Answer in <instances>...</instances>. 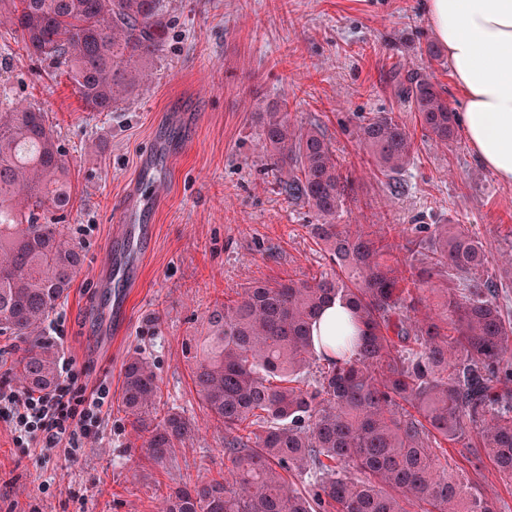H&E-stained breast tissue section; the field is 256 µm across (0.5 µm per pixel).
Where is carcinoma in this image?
<instances>
[{"instance_id": "carcinoma-1", "label": "carcinoma", "mask_w": 512, "mask_h": 512, "mask_svg": "<svg viewBox=\"0 0 512 512\" xmlns=\"http://www.w3.org/2000/svg\"><path fill=\"white\" fill-rule=\"evenodd\" d=\"M19 2L8 22L24 48L65 66L91 112L112 111L162 51L166 0ZM399 88L432 138L454 139L455 115L429 75L410 74ZM260 119L263 148L287 170L280 191L311 213L310 233L333 268L256 281L208 313L192 381L224 427L231 468L168 488L165 512H496L434 448L472 431L512 479V325L496 302L498 280L481 275L487 245L460 224H437L411 241L403 274L390 231L336 223L351 180L321 129L291 123L278 106ZM355 137L384 172L413 159L410 135L387 113L363 119ZM71 193L46 113L1 111L0 335L23 342L10 374L37 393L58 378L45 323L81 265L60 224ZM448 276L458 288L430 289L438 301L420 313L422 287ZM334 299L349 316L317 350L312 322ZM160 393L153 363L131 356L121 405L148 457L164 465L194 428L174 407L157 415Z\"/></svg>"}]
</instances>
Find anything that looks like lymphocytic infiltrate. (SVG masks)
<instances>
[{
    "label": "lymphocytic infiltrate",
    "mask_w": 512,
    "mask_h": 512,
    "mask_svg": "<svg viewBox=\"0 0 512 512\" xmlns=\"http://www.w3.org/2000/svg\"><path fill=\"white\" fill-rule=\"evenodd\" d=\"M112 403L106 380L89 381L85 368L65 360L52 391L18 392L0 387V419L11 426L13 441L25 446L36 441L76 458L87 441L103 433L104 416Z\"/></svg>",
    "instance_id": "1"
}]
</instances>
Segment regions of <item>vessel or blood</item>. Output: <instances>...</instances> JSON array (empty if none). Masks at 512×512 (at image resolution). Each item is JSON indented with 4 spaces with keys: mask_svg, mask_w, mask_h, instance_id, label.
Masks as SVG:
<instances>
[{
    "mask_svg": "<svg viewBox=\"0 0 512 512\" xmlns=\"http://www.w3.org/2000/svg\"><path fill=\"white\" fill-rule=\"evenodd\" d=\"M159 197V183L154 177L153 168L149 162H142L116 218L120 235L128 245L111 253L108 274L101 282L102 287L110 291L103 314L102 335H110L113 326L121 324L126 318L128 291L139 282L147 253L146 245L153 235L152 226L142 223L141 216ZM115 282L120 283V290H112L111 285Z\"/></svg>",
    "mask_w": 512,
    "mask_h": 512,
    "instance_id": "1",
    "label": "vessel or blood"
}]
</instances>
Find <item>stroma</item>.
<instances>
[{"instance_id":"obj_1","label":"stroma","mask_w":512,"mask_h":512,"mask_svg":"<svg viewBox=\"0 0 512 512\" xmlns=\"http://www.w3.org/2000/svg\"><path fill=\"white\" fill-rule=\"evenodd\" d=\"M422 0H169L162 55L108 112H90L61 67L30 56L0 24V92L13 105L47 115L66 153L73 186L68 234L84 263L53 314L64 322L62 358L120 397L125 361L155 366L161 408L184 410L192 439L162 466L148 458L120 408L77 459L43 463L37 448L14 447L0 422V512H161L168 487L227 472L224 431L191 380L203 318L257 280L312 276L329 260L309 233L307 209L288 203L275 159L263 149L259 112L286 104L296 125L319 126L353 181L340 224L392 226L398 257L419 224H461L489 248L497 302L512 321V186L502 185L464 135L448 144L426 136L398 92L409 71L432 75L448 106L461 112L447 56L431 59L436 39ZM390 114L410 133L412 163L383 174L350 135L360 119ZM153 152L165 190L146 216L155 227L129 321L102 352L95 332L103 294L96 273L114 238V216L140 159ZM448 466L466 473L512 512V480L477 448L475 436L447 443Z\"/></svg>"}]
</instances>
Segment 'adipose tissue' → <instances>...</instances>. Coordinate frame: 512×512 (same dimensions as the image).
Segmentation results:
<instances>
[{
	"label": "adipose tissue",
	"mask_w": 512,
	"mask_h": 512,
	"mask_svg": "<svg viewBox=\"0 0 512 512\" xmlns=\"http://www.w3.org/2000/svg\"><path fill=\"white\" fill-rule=\"evenodd\" d=\"M462 96L470 149L512 185V0H425Z\"/></svg>",
	"instance_id": "1"
}]
</instances>
